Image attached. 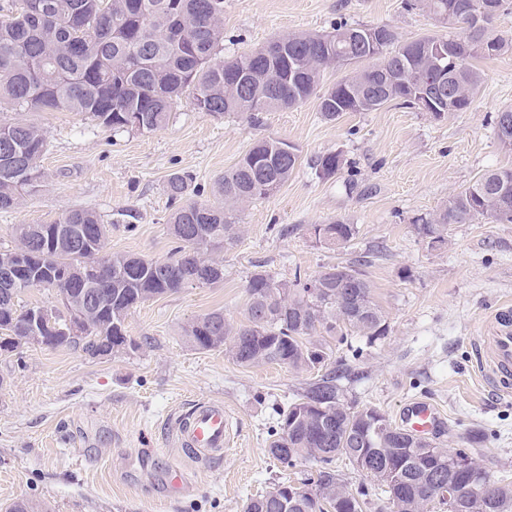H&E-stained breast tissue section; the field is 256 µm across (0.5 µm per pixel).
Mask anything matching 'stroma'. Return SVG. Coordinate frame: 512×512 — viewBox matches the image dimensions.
Masks as SVG:
<instances>
[{"instance_id": "obj_1", "label": "stroma", "mask_w": 512, "mask_h": 512, "mask_svg": "<svg viewBox=\"0 0 512 512\" xmlns=\"http://www.w3.org/2000/svg\"><path fill=\"white\" fill-rule=\"evenodd\" d=\"M340 22L389 24L408 40L441 31L406 0H224V54L250 52L276 35L326 33ZM475 64L483 83L473 106L439 119L390 104L328 122L311 100L252 124L184 101L164 128L116 134L78 112L0 110L1 122L34 123L48 143L41 191L0 212L2 250L14 247L16 225L84 208L108 227L104 254L161 260L175 247L171 173H191L188 198L205 203L255 139L286 140L301 156L288 184L241 212L238 241L217 253L223 281L138 306L126 319L132 347L105 357L30 344L0 351V512L22 500L48 512H242L275 483H302L309 465L282 467L269 444L280 411L311 373L239 365L226 349L194 348L182 328L213 311L244 322L253 271L289 281L358 259L387 331L371 343L327 337L329 367L349 369L340 382L346 400L376 407L395 424L410 403H432L446 420L432 440L472 453L492 480L511 479L512 397L491 398L470 347L493 309L512 301V224H455L439 248L414 230L417 217L484 172L512 167L492 123L512 107V52ZM328 152L344 165L322 179L313 162ZM336 219L357 229L347 247L311 238V225ZM208 400L223 402L231 440L223 457L197 464L172 445L170 419ZM174 465L184 466L190 488L171 498L162 478Z\"/></svg>"}]
</instances>
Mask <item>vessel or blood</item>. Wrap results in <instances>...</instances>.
Here are the masks:
<instances>
[{"instance_id": "obj_1", "label": "vessel or blood", "mask_w": 512, "mask_h": 512, "mask_svg": "<svg viewBox=\"0 0 512 512\" xmlns=\"http://www.w3.org/2000/svg\"><path fill=\"white\" fill-rule=\"evenodd\" d=\"M479 375L492 395L512 397V303L501 302L486 321L473 345ZM402 422L406 430L424 436L438 426L440 415L430 404L416 403L407 409ZM230 420L220 402L194 404L178 416L172 442L184 458L202 461L224 453L230 435Z\"/></svg>"}]
</instances>
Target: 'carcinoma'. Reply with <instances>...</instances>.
I'll list each match as a JSON object with an SVG mask.
<instances>
[{
    "label": "carcinoma",
    "mask_w": 512,
    "mask_h": 512,
    "mask_svg": "<svg viewBox=\"0 0 512 512\" xmlns=\"http://www.w3.org/2000/svg\"><path fill=\"white\" fill-rule=\"evenodd\" d=\"M17 0L0 5V106L34 112H81L115 133L154 131L165 127L183 98L200 112L237 115L255 121L263 112L300 106L314 98L324 120L346 112H372L390 103L419 108L420 93L442 81L455 91L447 106L456 112L471 108L483 78L471 60L512 51V38L493 33L492 20L477 13L480 0H418L419 6L448 29L446 35H425L406 41L391 25L341 22L328 34L289 33L234 58L224 57V0ZM379 32L373 44L365 35ZM347 75L324 86L329 71ZM501 146L512 151V108L495 114ZM287 141L254 142L237 164L215 182L213 203L182 202L193 177L173 173L166 192L175 204L168 231L179 243L164 260L114 253L97 260L101 267L95 288L100 305L87 313L88 328L76 336L91 355L104 348L117 351L134 345L127 336L129 312L156 297L188 285L224 279L223 262L210 257L221 245L239 238L238 213L248 204L277 192L300 167L297 153L286 154ZM47 142L41 129L27 121L0 123V210L18 206L23 196L40 190V159ZM343 159L335 152L319 156L316 174L330 178ZM512 223V168L480 175L450 195L433 214L415 220L425 241L444 242L452 224L478 219ZM100 223L87 209L62 213L40 225L42 243L29 236L32 225L14 229L16 245L0 251V266L24 256L14 279L0 284V293L17 296L38 279L49 288H71L93 257L58 242V224ZM326 231L331 246L344 248L355 237L352 224L336 220ZM331 265L314 277L296 273L277 280L265 270L247 280L246 322L228 324L224 313L198 316L184 328L188 342L200 350L225 348L241 365L282 364L319 374L280 414L279 431L269 452L281 464L315 465L309 495L284 506L279 489L250 500L244 512H363V499L335 469L344 460L360 473L374 461L403 463L397 484L380 482L388 512H428L430 475L442 470L444 481L466 476L452 467L454 452L407 434L404 441L390 428L371 433L358 407L345 402L336 370H323L327 353L312 341L319 331L344 330L370 342L386 333L384 312L372 286L357 265H347L348 279ZM24 313L0 300V351L14 350L22 335ZM474 490L461 512H512V483L489 482L478 468ZM491 483V490L483 489Z\"/></svg>",
    "instance_id": "obj_1"
}]
</instances>
